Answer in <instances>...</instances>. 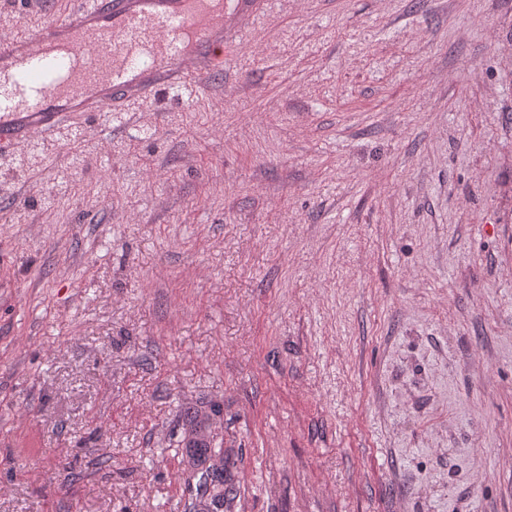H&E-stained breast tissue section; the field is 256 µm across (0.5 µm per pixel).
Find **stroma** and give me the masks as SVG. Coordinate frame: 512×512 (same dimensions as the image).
Returning a JSON list of instances; mask_svg holds the SVG:
<instances>
[{"label": "stroma", "mask_w": 512, "mask_h": 512, "mask_svg": "<svg viewBox=\"0 0 512 512\" xmlns=\"http://www.w3.org/2000/svg\"><path fill=\"white\" fill-rule=\"evenodd\" d=\"M224 22L203 86L0 156V512H193L192 412L224 512H512V0ZM204 424L191 419L190 432L183 439L182 453L188 466L190 478L198 476L197 511L218 512L224 508V499L234 491L233 482L228 477L227 467L224 464V448L214 443L213 439L205 433ZM216 509V511H214Z\"/></svg>", "instance_id": "obj_1"}]
</instances>
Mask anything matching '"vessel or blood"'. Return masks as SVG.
I'll list each match as a JSON object with an SVG mask.
<instances>
[{"mask_svg": "<svg viewBox=\"0 0 512 512\" xmlns=\"http://www.w3.org/2000/svg\"><path fill=\"white\" fill-rule=\"evenodd\" d=\"M225 44L224 0H75L34 35L0 41V153L72 113L201 85Z\"/></svg>", "mask_w": 512, "mask_h": 512, "instance_id": "b4317fda", "label": "vessel or blood"}]
</instances>
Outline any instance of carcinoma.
Returning <instances> with one entry per match:
<instances>
[{"instance_id":"cac0c4a2","label":"carcinoma","mask_w":512,"mask_h":512,"mask_svg":"<svg viewBox=\"0 0 512 512\" xmlns=\"http://www.w3.org/2000/svg\"><path fill=\"white\" fill-rule=\"evenodd\" d=\"M182 453L190 476L199 478L198 506L203 512H216L224 507V499L234 491L224 464V448L204 431V424L191 419L190 432L183 439Z\"/></svg>"}]
</instances>
